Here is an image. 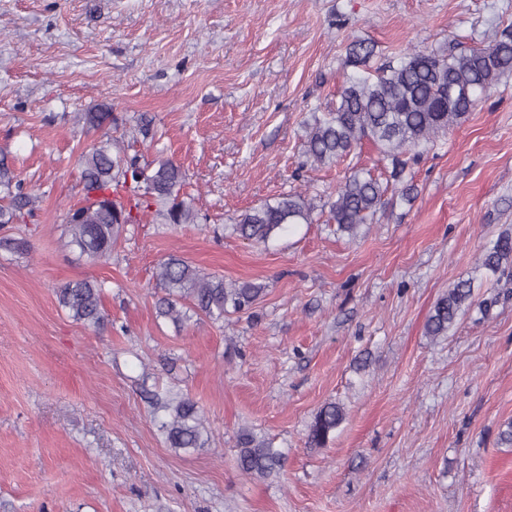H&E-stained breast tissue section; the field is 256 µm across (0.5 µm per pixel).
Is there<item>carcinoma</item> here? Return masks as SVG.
<instances>
[{
  "instance_id": "1",
  "label": "carcinoma",
  "mask_w": 512,
  "mask_h": 512,
  "mask_svg": "<svg viewBox=\"0 0 512 512\" xmlns=\"http://www.w3.org/2000/svg\"><path fill=\"white\" fill-rule=\"evenodd\" d=\"M374 45L355 40L345 48L344 67L368 71L352 77L338 92L336 108L314 118L304 142V154L312 165L339 162L371 141L391 160L390 178L402 181L403 156L430 142L439 133L461 123L478 97L512 74V33L483 47L437 55L407 50L395 59L372 65ZM93 129H111L118 123L108 107L83 115ZM81 181L85 203L67 211L68 245L80 255L98 261L107 258L124 226L137 222L136 214L156 209L164 224H195L198 212L182 190L186 173L171 159L160 158L142 165L137 156L111 139L83 155ZM0 190L8 203L0 205V226L18 224L33 213L37 197L0 158ZM388 186L366 169L350 172L336 190V199L325 203L329 219L338 229L353 234L369 224L382 204ZM318 205L303 192L282 193L239 214L233 231L248 241L266 242L286 224H309ZM512 263V236H500L481 258V266L496 272ZM163 295L156 300L160 317L179 325L192 317L213 321L224 315L254 308L263 292L259 285L224 284V278L204 274L186 260L171 255L159 269ZM471 282L462 280L435 302L425 330L432 337L445 336L465 303ZM102 288L89 280L69 282L57 291L58 303L72 319L101 328L105 315ZM170 419L163 423L166 442L175 449L201 448L203 423L196 403L179 398L165 405ZM345 419V408L325 403L309 426L307 440L323 447L332 440ZM237 467L256 479H265L284 466L285 458L268 442L243 429L238 435Z\"/></svg>"
}]
</instances>
